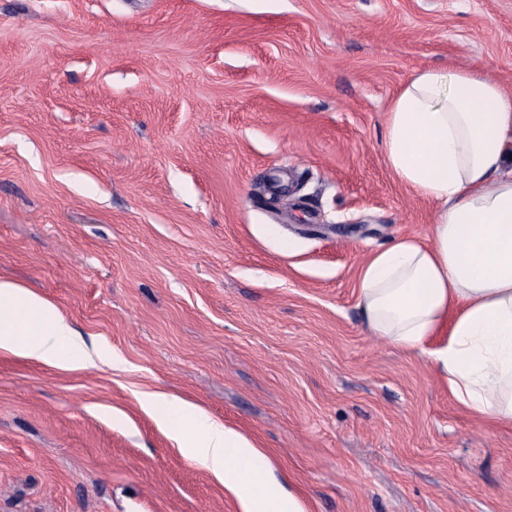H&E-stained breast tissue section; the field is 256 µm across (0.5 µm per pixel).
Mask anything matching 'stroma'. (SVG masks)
Here are the masks:
<instances>
[{
	"instance_id": "35a3bbf8",
	"label": "stroma",
	"mask_w": 512,
	"mask_h": 512,
	"mask_svg": "<svg viewBox=\"0 0 512 512\" xmlns=\"http://www.w3.org/2000/svg\"><path fill=\"white\" fill-rule=\"evenodd\" d=\"M448 63L512 85V0H0V278L112 356L0 351V512H240L151 392L310 512H512V423L357 307L373 249L430 238L384 117Z\"/></svg>"
}]
</instances>
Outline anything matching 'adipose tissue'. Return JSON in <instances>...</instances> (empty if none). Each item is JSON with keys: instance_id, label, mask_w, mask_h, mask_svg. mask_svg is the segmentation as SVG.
Here are the masks:
<instances>
[{"instance_id": "adipose-tissue-1", "label": "adipose tissue", "mask_w": 512, "mask_h": 512, "mask_svg": "<svg viewBox=\"0 0 512 512\" xmlns=\"http://www.w3.org/2000/svg\"><path fill=\"white\" fill-rule=\"evenodd\" d=\"M384 151L393 176L435 206L431 243L397 239L359 271L358 308L375 338L428 357L474 418L512 422V90L476 68H424L391 99ZM0 350L88 370L102 349L79 340L53 303L0 279ZM181 453L241 512H309L270 476L265 453L198 405L150 394Z\"/></svg>"}]
</instances>
